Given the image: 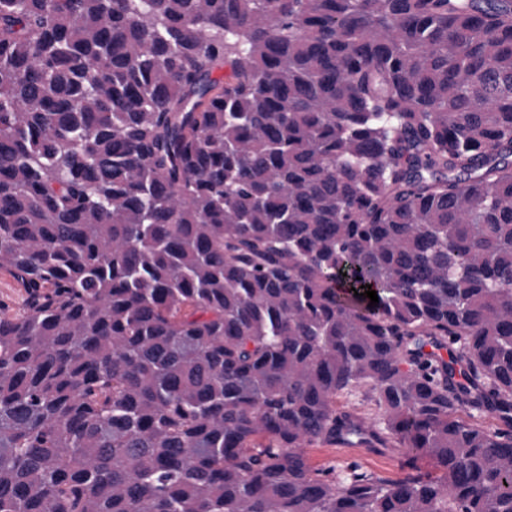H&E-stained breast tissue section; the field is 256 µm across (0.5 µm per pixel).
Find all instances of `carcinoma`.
Returning <instances> with one entry per match:
<instances>
[{
	"label": "carcinoma",
	"mask_w": 512,
	"mask_h": 512,
	"mask_svg": "<svg viewBox=\"0 0 512 512\" xmlns=\"http://www.w3.org/2000/svg\"><path fill=\"white\" fill-rule=\"evenodd\" d=\"M0 271V512H512V0H0ZM0 300L12 312L23 308L25 293L7 274L0 273ZM310 463L317 469L336 468V472L351 466H358L377 477L394 479L405 472L422 475H436L432 463L427 458H417L413 466L403 468L407 457L403 452H393L387 455H372L363 453L358 448H338L326 445H314L307 448Z\"/></svg>",
	"instance_id": "carcinoma-1"
}]
</instances>
